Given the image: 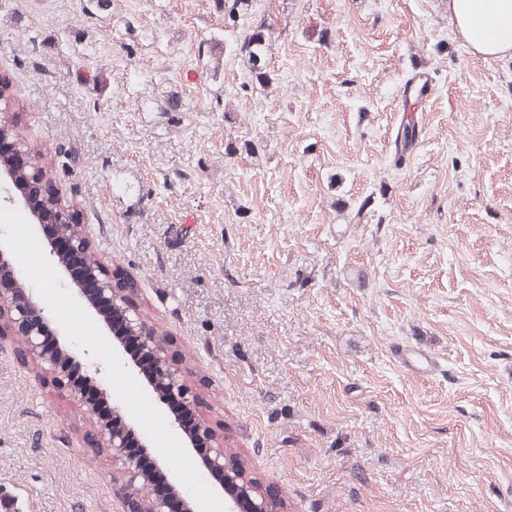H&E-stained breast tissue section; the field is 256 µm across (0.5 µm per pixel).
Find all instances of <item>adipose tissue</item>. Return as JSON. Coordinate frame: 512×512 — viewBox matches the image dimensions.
<instances>
[{
    "mask_svg": "<svg viewBox=\"0 0 512 512\" xmlns=\"http://www.w3.org/2000/svg\"><path fill=\"white\" fill-rule=\"evenodd\" d=\"M453 30L486 60L512 58V0H448Z\"/></svg>",
    "mask_w": 512,
    "mask_h": 512,
    "instance_id": "obj_1",
    "label": "adipose tissue"
}]
</instances>
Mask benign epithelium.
<instances>
[{"label":"benign epithelium","instance_id":"7a95c632","mask_svg":"<svg viewBox=\"0 0 512 512\" xmlns=\"http://www.w3.org/2000/svg\"><path fill=\"white\" fill-rule=\"evenodd\" d=\"M0 193L20 203L31 223L55 224L45 235V257L62 267L68 285L97 316L112 339V351L143 379L148 397L166 412L169 426L191 450L207 449L202 467L225 492V512H282L283 499L250 479L225 455L224 439L204 418L201 398L189 381L188 368L172 352V341L148 323L137 302L138 290L108 271L92 248L85 226L59 205L31 193L54 190L50 174L17 134L0 128ZM18 344L23 363L47 385L65 388L81 410L90 450L112 466L120 512H196L193 497L178 476L150 452L151 444L122 406L110 402V387L100 367L78 356L57 330L55 315L38 291L19 283L11 248L0 241V347ZM83 370L75 385L70 367Z\"/></svg>","mask_w":512,"mask_h":512}]
</instances>
